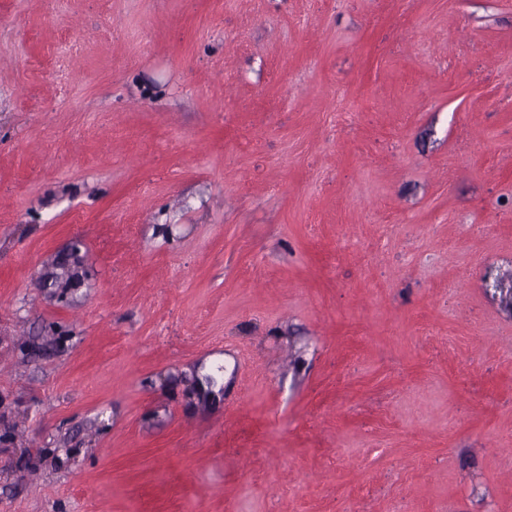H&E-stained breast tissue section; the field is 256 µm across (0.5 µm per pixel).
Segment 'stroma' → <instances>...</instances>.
<instances>
[{
	"mask_svg": "<svg viewBox=\"0 0 512 512\" xmlns=\"http://www.w3.org/2000/svg\"><path fill=\"white\" fill-rule=\"evenodd\" d=\"M0 512H512V0H0Z\"/></svg>",
	"mask_w": 512,
	"mask_h": 512,
	"instance_id": "1",
	"label": "stroma"
}]
</instances>
